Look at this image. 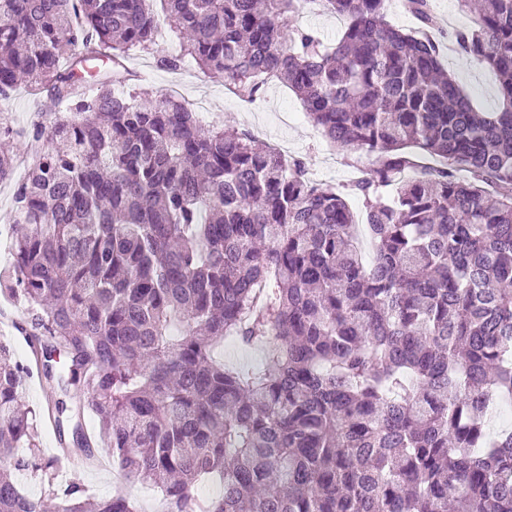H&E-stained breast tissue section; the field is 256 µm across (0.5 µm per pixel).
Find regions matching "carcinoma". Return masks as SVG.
Returning a JSON list of instances; mask_svg holds the SVG:
<instances>
[{
  "instance_id": "obj_1",
  "label": "carcinoma",
  "mask_w": 512,
  "mask_h": 512,
  "mask_svg": "<svg viewBox=\"0 0 512 512\" xmlns=\"http://www.w3.org/2000/svg\"><path fill=\"white\" fill-rule=\"evenodd\" d=\"M164 2L181 54L162 67L189 56L247 100L280 83L337 148L375 157L349 185L374 257L303 159L114 89L154 44L151 0H0V93L67 105L14 194L5 274L33 360L0 342V512H138L87 494L75 459L102 452L163 512H512V428L489 430L512 402V0H457L475 20L458 46L498 78L491 113L444 68L429 0H407L408 30L389 0H322L347 19L330 50L292 25L308 0ZM100 54L113 77L81 83ZM226 336L261 367L218 360ZM201 478L223 487L204 504Z\"/></svg>"
}]
</instances>
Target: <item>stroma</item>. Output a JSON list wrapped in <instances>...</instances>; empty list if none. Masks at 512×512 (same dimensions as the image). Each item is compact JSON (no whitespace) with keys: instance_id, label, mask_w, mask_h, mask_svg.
Instances as JSON below:
<instances>
[{"instance_id":"stroma-1","label":"stroma","mask_w":512,"mask_h":512,"mask_svg":"<svg viewBox=\"0 0 512 512\" xmlns=\"http://www.w3.org/2000/svg\"><path fill=\"white\" fill-rule=\"evenodd\" d=\"M433 12L439 21L438 33L446 39L443 64L480 111H499L501 99L495 74L488 68L473 65L447 40L448 33L473 27V17L461 12L456 0H433ZM179 51L176 37L165 27L161 28L151 52L130 49L124 61L128 71L124 92L145 90L160 95L177 91L180 99L192 103L202 126L224 125L248 130L284 155L303 158L310 177L319 183L339 188L371 167V157L337 153L312 123L301 101L279 83H270L262 95L246 101L225 87L223 76L204 72L193 59H184L175 71L158 66V58ZM57 111V105L47 95H33L23 86L0 96V116L12 130L11 135L0 136V150L20 159L40 150L44 141L37 138L36 126L50 124ZM80 476L97 497L108 498L122 490L137 501L142 512H161L163 508L156 491L127 484L112 464L81 471Z\"/></svg>"}]
</instances>
